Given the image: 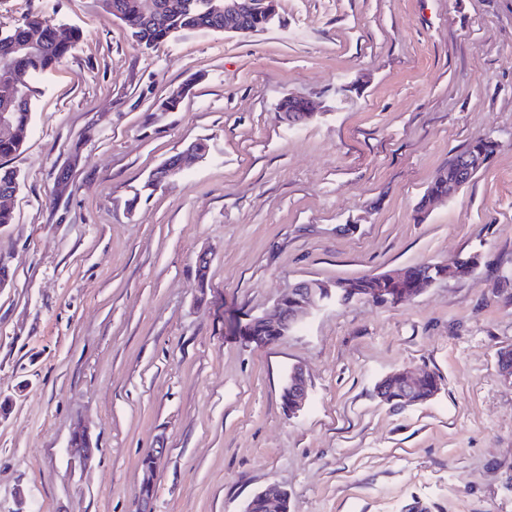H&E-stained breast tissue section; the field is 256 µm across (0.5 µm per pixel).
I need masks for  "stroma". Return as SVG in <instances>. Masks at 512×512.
Masks as SVG:
<instances>
[{
	"instance_id": "stroma-1",
	"label": "stroma",
	"mask_w": 512,
	"mask_h": 512,
	"mask_svg": "<svg viewBox=\"0 0 512 512\" xmlns=\"http://www.w3.org/2000/svg\"><path fill=\"white\" fill-rule=\"evenodd\" d=\"M40 13L82 38L26 80L32 130L0 225V512H512V0H279L265 31L138 45L99 0H0V33ZM190 93L172 112L162 100ZM315 116L289 125L284 95ZM498 148L419 215L467 145ZM194 141L181 178L150 174ZM70 187L54 190L60 174ZM476 253L473 275L394 305L324 300L287 335L244 334L295 283ZM207 256L208 286L197 261ZM301 368L308 401L282 407ZM437 395L396 410L386 375ZM86 426L92 462L68 441ZM425 372L428 371H420L419 373H415L412 371H406V370H400L393 373H390L385 378L382 379V381L377 386V395L379 398L383 399L382 392H383V381L386 378H392L394 375H398L400 379V397L399 403L397 404V407H407L412 406L420 403V399L417 398V388L419 380L425 375ZM384 381V392L383 395L386 397V401L381 400L387 404L395 405V401H393L398 395H399V386L395 380ZM83 435L87 438H90V434L88 430L83 426H78L71 434L68 447L70 448L71 462L74 466L78 467H86L88 463L91 461L94 452L90 450H86L85 448H90V445H86L83 442L73 446L72 439L76 436ZM165 452V449L162 448L150 449L146 454V462L144 464H140V470L142 473L140 485L144 486L145 488H150L151 493L147 495L145 493L139 492V512H150V503L153 498L154 476L160 460L164 456Z\"/></svg>"
}]
</instances>
